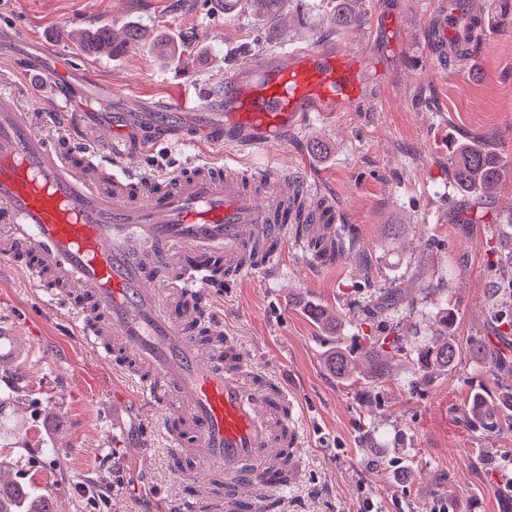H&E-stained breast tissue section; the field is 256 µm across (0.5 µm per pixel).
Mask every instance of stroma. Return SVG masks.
Segmentation results:
<instances>
[{
	"label": "stroma",
	"instance_id": "1",
	"mask_svg": "<svg viewBox=\"0 0 512 512\" xmlns=\"http://www.w3.org/2000/svg\"><path fill=\"white\" fill-rule=\"evenodd\" d=\"M487 37L455 72L440 75L422 46L429 0H286L269 23L242 0H0V70L20 56L46 53L20 95L65 83L70 63L95 76L71 108L94 112L108 91L130 146L128 163L145 173L186 165L187 155L148 148L153 126L139 100L217 87L226 70L252 55L307 43L358 49L368 104L353 112L314 114L274 154L350 213L355 255L312 266L284 252L277 269L212 289L216 319L247 356L283 380L298 401L301 476L279 490L280 512H502L512 500V412L480 431L460 416L473 393L500 400L512 372L492 375L468 353L486 333L487 266L512 238V27L496 25L493 0H471ZM137 24V49L90 56L85 32ZM162 33L181 48L162 58ZM468 136L485 139L505 173L479 202L448 178V158ZM399 304L378 309L384 293ZM326 309L325 326L309 314ZM451 308L459 349L452 369L424 372L418 353L436 331L438 309ZM400 336L387 348L385 374L360 362L343 381L330 351L365 339ZM120 360H101L71 319L44 303L24 272L0 263V469L38 496L56 493L54 512H174L189 488L169 469L155 413L140 405ZM122 393L124 429L112 432V395Z\"/></svg>",
	"mask_w": 512,
	"mask_h": 512
}]
</instances>
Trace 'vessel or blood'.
Wrapping results in <instances>:
<instances>
[{
	"label": "vessel or blood",
	"mask_w": 512,
	"mask_h": 512,
	"mask_svg": "<svg viewBox=\"0 0 512 512\" xmlns=\"http://www.w3.org/2000/svg\"><path fill=\"white\" fill-rule=\"evenodd\" d=\"M455 16L440 0L426 42L444 71L457 55ZM363 68L346 48L255 56L199 93L225 117L207 127L181 124L185 100L159 103L154 123L172 130V146L225 153L161 177L134 172L115 127H84L65 91L36 118L14 76L0 78V258L24 261L31 286L66 306L90 348L132 363L168 448L195 463L177 472L197 487L180 512H264L296 476L295 401L206 300L224 279L273 269L286 249L307 252L329 223H346L306 182L286 191L295 180L278 160L256 167L239 155L275 149L311 113L355 110Z\"/></svg>",
	"instance_id": "obj_1"
}]
</instances>
